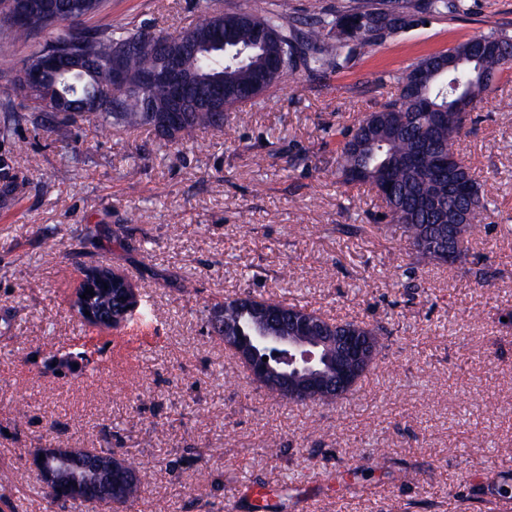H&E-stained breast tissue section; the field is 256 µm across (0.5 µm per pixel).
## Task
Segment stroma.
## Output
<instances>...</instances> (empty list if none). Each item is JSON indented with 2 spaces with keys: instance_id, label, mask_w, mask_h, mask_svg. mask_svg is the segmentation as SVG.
<instances>
[{
  "instance_id": "35a3bbf8",
  "label": "stroma",
  "mask_w": 512,
  "mask_h": 512,
  "mask_svg": "<svg viewBox=\"0 0 512 512\" xmlns=\"http://www.w3.org/2000/svg\"><path fill=\"white\" fill-rule=\"evenodd\" d=\"M468 5L342 46L345 69L293 71L188 143L85 125L63 143L24 127L0 141V165L25 182L0 200V512H49L31 459L59 442L129 452L142 483L127 507L74 512H224L228 498L248 512L246 485L295 475L289 512H512V67L457 144L490 203L469 238L477 270L419 261L398 226L376 223V192L332 176L340 129L379 109L399 73L512 34V0ZM197 16V0H106L88 24L176 34ZM98 265L137 285L149 320H78L73 293ZM403 267L414 287L398 285ZM245 289L383 324V349L335 404L286 402L210 328ZM57 353L72 367L51 368Z\"/></svg>"
}]
</instances>
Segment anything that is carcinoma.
I'll list each match as a JSON object with an SVG mask.
<instances>
[{
    "mask_svg": "<svg viewBox=\"0 0 512 512\" xmlns=\"http://www.w3.org/2000/svg\"><path fill=\"white\" fill-rule=\"evenodd\" d=\"M392 0H364L336 13L318 11L305 27L290 8V0H278L276 8L262 14L243 12L223 14L200 0L197 23L172 39L169 52L178 61L187 81L184 96L210 105L188 111L178 126L161 133L171 143L189 142L205 128H224V105L242 99L260 102L261 96L288 73L303 69L312 75H326L343 67L337 45H328L323 36L347 24L354 30L355 46L371 48L379 43L370 30L358 24L359 18L380 12ZM101 7V0H57V12L43 10L41 0H0V25L13 39L27 41L37 33L49 38L34 46L22 59L0 54V74L8 75L12 97L0 104L9 118L0 122V139L13 138L25 113H38L33 119L37 134H54L68 139L72 130L91 125L107 137L114 130L154 128L159 114L167 111L169 94L157 85L120 95L104 91L112 72L114 53L124 51V63L131 83L159 58L146 29L89 27L87 20ZM457 13L468 9L467 0H404L406 18L402 27L420 21L423 12L443 14L448 8ZM20 9L27 15L25 24L13 27L9 13ZM233 32L237 42L223 50L212 43L225 31ZM48 50L68 52L64 71L44 75L39 86L28 80L30 66ZM512 66V36L492 31L460 43L446 52L431 54L412 65L418 75L396 76L398 94L379 110L365 115L341 131L343 142L336 153V182L342 185L367 184L385 202L384 219L402 229L416 256L435 266L444 265L429 240L438 224H453L459 236L456 265L470 263L465 246L472 226L487 219L489 203L470 167L454 149L455 142L474 122L476 104L494 87L499 74ZM224 79V100L211 101L209 86ZM273 305V301L245 289L238 296L224 299V317L214 328L219 338L226 331L256 330L251 309ZM125 470L117 474L122 487L119 503L138 499L140 478L128 458ZM49 506L74 505L72 499L56 489L43 487Z\"/></svg>",
    "mask_w": 512,
    "mask_h": 512,
    "instance_id": "obj_1",
    "label": "carcinoma"
}]
</instances>
